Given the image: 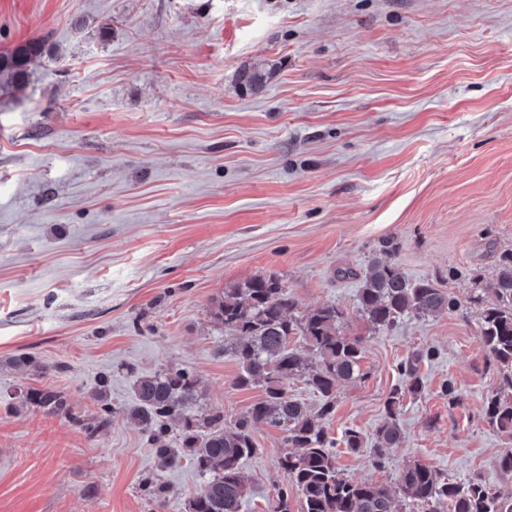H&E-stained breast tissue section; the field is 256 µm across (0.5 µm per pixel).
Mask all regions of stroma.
<instances>
[{"instance_id": "35a3bbf8", "label": "stroma", "mask_w": 512, "mask_h": 512, "mask_svg": "<svg viewBox=\"0 0 512 512\" xmlns=\"http://www.w3.org/2000/svg\"><path fill=\"white\" fill-rule=\"evenodd\" d=\"M44 37L25 85L0 92V512H165L202 479L161 467L123 415L136 377L198 373L232 423L239 389L210 302L274 274L302 310L344 309L365 377L339 386L327 424L372 434L398 364L431 351L385 466L336 450L362 481L417 461L512 492L484 419L499 385L477 337L499 253L512 249V0H12L0 50ZM268 71L242 89V69ZM405 274L461 306L368 334L357 274L383 242ZM353 269L342 277L341 269ZM31 356L41 376L15 365ZM117 414L96 435L33 408L52 388L93 420L100 377ZM453 383L462 396L443 391ZM242 462V512H271L283 434L262 424Z\"/></svg>"}]
</instances>
